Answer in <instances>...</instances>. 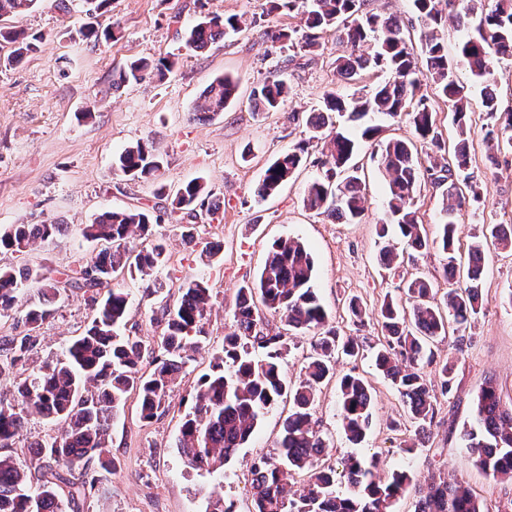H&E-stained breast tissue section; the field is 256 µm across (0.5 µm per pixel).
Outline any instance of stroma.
<instances>
[{"label":"stroma","instance_id":"35a3bbf8","mask_svg":"<svg viewBox=\"0 0 512 512\" xmlns=\"http://www.w3.org/2000/svg\"><path fill=\"white\" fill-rule=\"evenodd\" d=\"M208 14L238 16L244 30L202 50L189 47L185 30ZM89 20L83 0H69L65 11L57 8L56 0H38L27 13L0 19V27L41 38L35 53L11 65L6 58L12 46L0 43V230L21 223L65 227L63 235L25 252L0 253V265L26 266L63 280L65 272L90 262L100 249L83 238V225L112 208H154L162 211L163 219L152 225V237L168 253L166 267L156 275L164 290L161 296L148 297L140 279L123 281L129 294L127 334L158 340L163 326L156 311L161 301H176L184 279L206 281L212 299L204 322L206 350L186 364L164 414L141 420L135 396H128L109 439L115 467L100 472L80 512H211L219 496L234 501L238 512H250L247 464L272 450L288 414L287 403L264 415L252 439L225 465L223 476L189 468L176 442L197 380L233 328L237 292L254 281L273 241L290 237L310 248L315 287L329 325L341 335L359 337L367 347L383 341L381 327L374 320L354 326L346 313L349 299L378 311L385 297H401L405 280L418 273L428 276L438 292H446L444 257L434 243L405 257L399 268L381 265L378 230L391 218L384 170L374 145L365 141L359 142L357 152L366 193L359 223L341 224L305 208V186L318 174L313 165L266 202H255L253 189L270 160L309 137L294 113L317 109L326 87L349 97L362 84L380 79L375 73L360 84L336 73L331 61L344 48L329 34L313 53L262 42L266 29L304 30L302 9L273 12L268 0H112L93 20L103 27L118 23L117 37L100 42L86 38ZM162 57L175 63L164 79L147 77L113 88L115 70L140 58ZM275 74L289 85L288 98L279 111H255L252 90ZM222 75L238 81L237 100L220 114L196 118L205 88ZM471 97L469 173L483 199L458 216L464 245L486 225H512V152L490 158L482 136L485 114L479 87H472ZM139 141L159 154L168 192L196 177L206 181L217 207L210 220L186 231L189 217L158 200L153 184L115 174L116 155ZM480 289L482 309L467 329L473 341L454 355V402L441 404L440 423L427 451L403 453L414 430L402 422L399 394L365 355L336 363L337 373L356 370L372 386L374 413L361 444L350 443L343 432L335 385H325L318 396L315 412L327 437L329 463L354 452L375 454L381 459L380 475L406 467L421 479L444 465L481 500L503 510L512 505V485L486 477L460 440L463 427L474 421L475 401L486 381H494L503 400L512 402V252L487 247ZM92 315L87 294L67 290L56 313L37 330L31 368L55 362L85 333ZM396 420L402 423L397 430L392 427Z\"/></svg>","mask_w":512,"mask_h":512}]
</instances>
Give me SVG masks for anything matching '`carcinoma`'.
I'll return each instance as SVG.
<instances>
[{
  "instance_id": "cac0c4a2",
  "label": "carcinoma",
  "mask_w": 512,
  "mask_h": 512,
  "mask_svg": "<svg viewBox=\"0 0 512 512\" xmlns=\"http://www.w3.org/2000/svg\"><path fill=\"white\" fill-rule=\"evenodd\" d=\"M37 0H0V17L29 10ZM369 0H273L275 10L301 6L307 31L266 29L261 38L271 44L292 43L301 38L303 50L312 53L321 35L331 32L350 48L347 55L332 62L336 72L360 81L371 72L386 78L371 92L345 97L334 89L322 95V108L305 120L312 132L309 141L321 148L315 163L323 175L309 182L304 206L318 215L352 224L365 211V192L360 167L353 163L357 140L336 125L333 116L348 112L363 117L369 113L393 121L406 118L412 138L379 141L380 161L386 173V193L392 223L406 244L418 251L428 245V235L419 219L416 195L419 181V153L426 152L425 172L441 190L444 220L439 227V245L446 254L444 275L454 276L461 260L456 215L480 192L467 173L470 164L468 105L470 85L457 79L441 31L445 22L455 20L467 27L469 13L482 0H413L422 53L415 57L408 26L396 17H384L368 9ZM240 29L234 16L212 15L194 25L187 43L203 49L230 32ZM377 48L363 50L369 36ZM0 41L12 45L9 62L15 63L37 48L39 38L23 30L0 28ZM460 55L471 77L481 86L482 106L489 119L483 141L496 162L495 153L512 151V107H501L493 64L512 56V0H494L484 11L479 35L461 45ZM173 63L139 59L113 74L112 87L119 88L146 77L163 79ZM434 85L436 95L448 104L457 138L447 144L438 132L436 111L428 96L420 93L419 69ZM238 83L230 76L213 80L203 93L195 116L219 114L237 97ZM286 82L277 76L253 92L255 109L275 112L284 103ZM308 146L300 145L275 157L254 188L259 201L275 194L293 178L306 161ZM161 161L153 148L138 142L120 152L115 171L133 179L158 183L156 196L167 197L159 182ZM210 190L194 179L180 188L171 200L174 210H186L194 219L214 213ZM151 215L140 210H109L82 228L89 241L107 244L94 260L64 282H51L33 274L28 267L0 266V317L18 306L25 283H40L38 303L24 314L25 330L0 335V377L19 379L17 403L0 400V448H12L25 428L28 417L38 414L64 422V429L30 446L39 484L28 481L25 470L9 455L0 456V512H63L73 509L95 487L91 468L104 471L114 465L109 456L111 421L130 393L139 401L140 417L150 421L169 405L173 387L191 354L205 347L204 320L210 309V288L199 278L179 288L178 303L159 308L164 322L163 336L155 346L121 332L127 316L129 294L114 285L122 274L146 277L144 292H159L148 275L167 263L166 249L157 243L138 251L127 247L134 236L150 235ZM61 224H13L0 232V252L20 253L36 240L53 239ZM512 249V228L502 224L474 237L467 249V284L437 296L431 280L415 276L405 284L406 303L389 297L380 307L384 343L374 353L377 370L401 397L416 440L403 452L414 454L427 448L426 439L437 427L440 399L455 389V361L448 358L437 370L438 383H429L424 367L435 362L430 345L448 340V348L460 350L467 340L465 331L481 309L479 281L486 244ZM316 270L309 249L288 238L275 241L257 277L255 287L239 290L234 313V330L224 336L222 354L213 357L209 372L196 387L194 404L185 415L176 447L192 469L209 473L221 471L254 433L265 411L286 396L292 407L274 451L250 461L254 508L251 512H395L407 494L417 496L415 512H490L454 473L440 468L430 482L421 485L407 469H396L385 478L378 475L379 456L343 458L342 470L326 464L321 455L326 440L314 420V406L320 385L332 374L336 355L350 358L360 354L363 344L353 336H341L326 327V311L313 288ZM90 294L94 315L85 334L65 350L64 358L28 372L37 345L36 331L55 309L61 288ZM281 316L294 336L312 335V352L306 357L302 378L289 384L283 365L293 336L264 331L253 315L254 296ZM260 349L257 358L252 350ZM151 358L154 368L145 373L140 364ZM342 427L352 441L360 440L369 428L373 402L368 382L346 374L339 382ZM477 426L461 431V440L477 456V464L496 481H512V403L507 404L495 383L489 381L477 398ZM344 482L347 494L337 491ZM68 487L60 498L58 487Z\"/></svg>"
}]
</instances>
